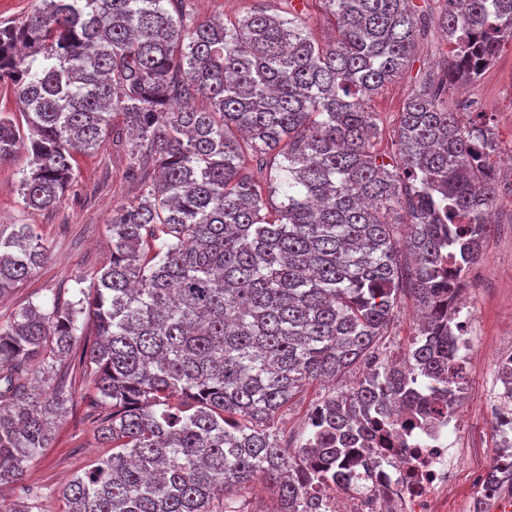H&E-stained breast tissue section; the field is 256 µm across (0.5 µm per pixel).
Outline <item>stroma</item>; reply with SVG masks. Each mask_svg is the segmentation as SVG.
<instances>
[{"mask_svg": "<svg viewBox=\"0 0 512 512\" xmlns=\"http://www.w3.org/2000/svg\"><path fill=\"white\" fill-rule=\"evenodd\" d=\"M424 14L417 36L414 59L408 73L385 84L370 101L372 111L380 115L377 149L385 162L397 161L394 131L405 100L418 87L424 75L442 77L447 46L437 27L438 0H414ZM469 97L486 112L498 140L512 137V41L503 42L495 63L481 79L466 87ZM113 131L96 154H80L74 165L75 178L62 204L48 211L25 208L19 191L27 154L14 163L0 167V224H31L50 248L47 262L0 299V325L28 304L50 307L53 297L77 300L78 286H89L93 274L106 265L111 252L107 246V224L113 210L140 197V183L130 176L131 144L122 117H115ZM502 226H495L484 244L487 273L480 287L466 294L479 336L472 359L468 411L481 420L485 437L493 430L481 419L479 393L491 372L490 361L502 347L512 327V245L505 242ZM416 300L402 292L394 309L389 336L382 350L387 355L405 351L415 335ZM71 390L74 411L63 417L56 428L52 447L43 449L31 463L26 481L48 491L45 512H65L60 495L64 485L77 472L90 468L103 455L97 432L87 420L93 384L76 362L62 364ZM326 387L316 383L301 393L288 411L282 412L278 427L296 443L304 430L309 409L322 397Z\"/></svg>", "mask_w": 512, "mask_h": 512, "instance_id": "35a3bbf8", "label": "stroma"}]
</instances>
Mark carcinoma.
<instances>
[{
    "instance_id": "cac0c4a2",
    "label": "carcinoma",
    "mask_w": 512,
    "mask_h": 512,
    "mask_svg": "<svg viewBox=\"0 0 512 512\" xmlns=\"http://www.w3.org/2000/svg\"><path fill=\"white\" fill-rule=\"evenodd\" d=\"M280 2L284 17L255 0L226 22L195 20L185 0H40L23 23H0V79L28 129L0 111V166L27 141L25 206L56 208L74 154L100 150L117 114L143 185L112 214L110 261L78 300L30 304L0 326V484L19 490L0 512L41 509L22 482L73 400L63 380L50 391L30 380L58 375L66 355L92 378L91 407L108 409L94 423L110 448L63 487L66 512H248L214 503L259 476L265 512H316L304 465L322 460L316 478L336 482L343 446L419 399L417 381L448 391L458 346L440 303L460 279L444 266L463 274L493 230L499 146L485 113L465 119L441 95L478 81L512 41V0H441L451 55L444 78L404 104L392 168L373 151L365 104L410 67L412 0H324L326 46ZM47 259L32 225H0V297ZM404 283L426 312L409 370L324 395L290 453L278 415L375 354Z\"/></svg>"
}]
</instances>
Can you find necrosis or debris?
Masks as SVG:
<instances>
[{
    "label": "necrosis or debris",
    "mask_w": 512,
    "mask_h": 512,
    "mask_svg": "<svg viewBox=\"0 0 512 512\" xmlns=\"http://www.w3.org/2000/svg\"><path fill=\"white\" fill-rule=\"evenodd\" d=\"M450 333L458 344L451 366L452 403L424 391L432 417L419 420L404 410L393 413L371 437L352 444L338 465L342 477L337 485L310 489L319 512H444L448 489L464 464L463 439L477 427L464 407L477 336L464 303L454 309ZM483 404L495 431L491 454L498 466L504 461V440L512 432V385L503 382L499 371H492L485 384Z\"/></svg>",
    "instance_id": "obj_1"
}]
</instances>
